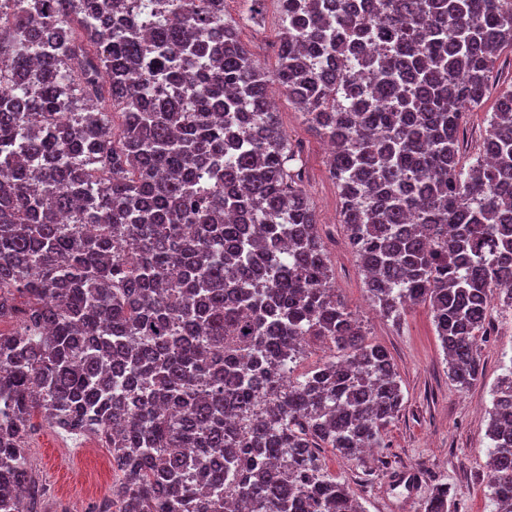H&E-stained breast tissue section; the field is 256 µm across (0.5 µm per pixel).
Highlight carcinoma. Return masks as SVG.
<instances>
[{
    "label": "carcinoma",
    "mask_w": 512,
    "mask_h": 512,
    "mask_svg": "<svg viewBox=\"0 0 512 512\" xmlns=\"http://www.w3.org/2000/svg\"><path fill=\"white\" fill-rule=\"evenodd\" d=\"M9 2L0 321L19 329L0 333V512H30L15 490L36 486V414L111 448L93 512H365L321 449L383 447L400 380L336 294L269 85L333 144L372 302L394 322L428 305L467 389L491 303L512 307V83L463 161L512 0H278L271 72L224 0ZM306 336L331 354L298 374ZM488 436L486 487L512 512V368ZM428 512H448L447 486Z\"/></svg>",
    "instance_id": "carcinoma-1"
}]
</instances>
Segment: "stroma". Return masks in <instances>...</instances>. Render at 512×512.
I'll return each mask as SVG.
<instances>
[{
	"mask_svg": "<svg viewBox=\"0 0 512 512\" xmlns=\"http://www.w3.org/2000/svg\"><path fill=\"white\" fill-rule=\"evenodd\" d=\"M246 0H224V18L236 23L238 35L258 63L273 69L281 29L277 0H265L259 24L242 22ZM281 128L289 141L301 145L306 189L329 252L336 290L356 314L368 342L391 354L404 395L398 417L386 429L385 445L357 464L324 449L329 473L349 486L367 512H424L434 485H448V512H497L486 488V464L491 441L486 435L492 388L512 368V308L492 304L488 334L480 345L482 375L471 387L458 389L448 377V365L426 305L408 309L401 323L381 315L369 297L364 276L340 225V198L328 171L325 140L304 120L298 107L280 96L276 105ZM28 438L30 459L39 482L48 484L45 512L67 507L92 512L112 491V455L97 438L84 435L79 455L61 449L60 440L41 416ZM415 475L413 488L399 485L403 472Z\"/></svg>",
	"mask_w": 512,
	"mask_h": 512,
	"instance_id": "1",
	"label": "stroma"
}]
</instances>
